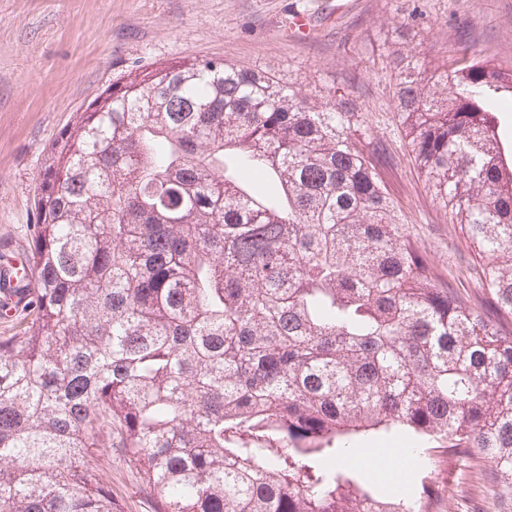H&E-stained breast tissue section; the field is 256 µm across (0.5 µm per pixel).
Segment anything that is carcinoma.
<instances>
[{"label": "carcinoma", "instance_id": "1", "mask_svg": "<svg viewBox=\"0 0 512 512\" xmlns=\"http://www.w3.org/2000/svg\"><path fill=\"white\" fill-rule=\"evenodd\" d=\"M396 114L481 260L484 307L409 240L347 102L189 58L115 79L53 140L0 337V512H118L108 438L159 512H432L344 437L437 436L512 498V67L408 61Z\"/></svg>", "mask_w": 512, "mask_h": 512}]
</instances>
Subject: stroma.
<instances>
[{
    "instance_id": "obj_1",
    "label": "stroma",
    "mask_w": 512,
    "mask_h": 512,
    "mask_svg": "<svg viewBox=\"0 0 512 512\" xmlns=\"http://www.w3.org/2000/svg\"><path fill=\"white\" fill-rule=\"evenodd\" d=\"M313 21L290 34L295 12ZM512 65V0H0V239L25 249L47 149L112 80L187 57L262 68L305 92L348 99L359 147L376 164L401 223L440 279L472 303L480 260L435 198L395 114L398 55L431 62L452 49ZM448 486L438 512H499L487 466L449 459L441 439L415 437ZM124 512H157L121 449L88 458ZM353 480L418 484L416 460L346 467Z\"/></svg>"
}]
</instances>
